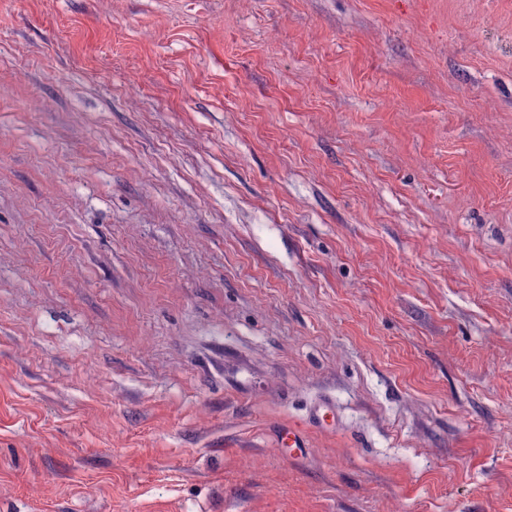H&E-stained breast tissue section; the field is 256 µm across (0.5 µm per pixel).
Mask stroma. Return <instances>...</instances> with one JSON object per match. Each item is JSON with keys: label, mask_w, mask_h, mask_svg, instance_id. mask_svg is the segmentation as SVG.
I'll return each mask as SVG.
<instances>
[{"label": "stroma", "mask_w": 512, "mask_h": 512, "mask_svg": "<svg viewBox=\"0 0 512 512\" xmlns=\"http://www.w3.org/2000/svg\"><path fill=\"white\" fill-rule=\"evenodd\" d=\"M0 512H512V0H0Z\"/></svg>", "instance_id": "obj_1"}]
</instances>
